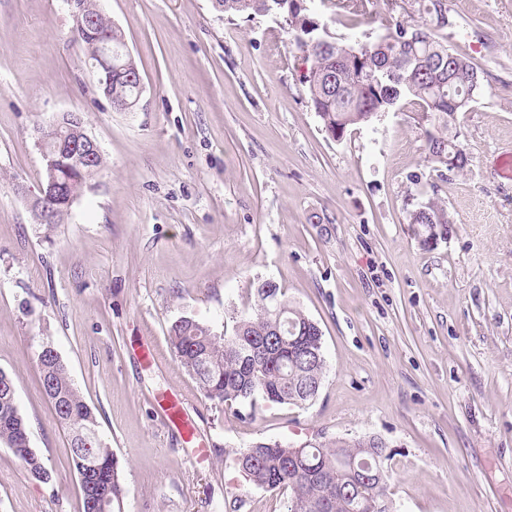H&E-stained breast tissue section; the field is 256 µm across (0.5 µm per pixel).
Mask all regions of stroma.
I'll list each match as a JSON object with an SVG mask.
<instances>
[{"label":"stroma","mask_w":512,"mask_h":512,"mask_svg":"<svg viewBox=\"0 0 512 512\" xmlns=\"http://www.w3.org/2000/svg\"><path fill=\"white\" fill-rule=\"evenodd\" d=\"M100 5L142 78L132 112L100 92L65 0H0V369L51 474L0 446V512H82L42 343L120 462L123 512H287L288 493L251 485L237 452L369 435L390 456L392 512H512V0H448L462 30L448 46L481 75L456 119L470 156L458 174L427 164L413 103L330 138L283 18L211 0ZM311 7L339 38L385 21L381 0L357 25L338 0ZM67 112L104 164L48 229L30 207L37 130ZM431 192L453 226L427 248L410 212ZM264 281L318 323L327 366L312 402L245 419L204 398L167 330L184 315L232 326ZM172 392L209 459L163 418ZM260 0H212L213 8L227 15H259Z\"/></svg>","instance_id":"1"}]
</instances>
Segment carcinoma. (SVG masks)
<instances>
[{
	"mask_svg": "<svg viewBox=\"0 0 512 512\" xmlns=\"http://www.w3.org/2000/svg\"><path fill=\"white\" fill-rule=\"evenodd\" d=\"M213 8L227 15H256L260 0H212ZM387 24L381 32L351 43L336 41L325 23L307 7V0H288V30L298 51L309 62L303 75L311 106L325 132L334 140L348 127L371 122L381 112H391L402 102H419L417 124L426 138L427 162L450 173L469 165V156L450 129L456 114L469 108L480 87L478 67L448 48L447 0H386ZM317 30L327 43L313 47L298 34ZM128 74L138 73L124 37L112 26V57ZM115 98L132 103L139 94L137 82H112ZM48 144L57 147L56 182L46 204L67 209L82 195L94 173L80 174L60 144L69 136L49 126ZM417 235L429 224H450L448 212L433 198L417 204L410 213ZM267 283L256 288L253 312L235 321L230 332L216 333L198 320L184 316L168 329L172 354L197 383L205 398L219 404L237 403L255 408L258 401L302 406L311 402L323 383L326 359L322 335L314 332L312 319L291 306L275 289L280 307L267 302ZM281 321L284 339H272V320ZM257 348L251 357V348ZM37 365L44 394L56 418L70 437L74 470L80 478L83 512H121L124 488L119 462L101 439L94 410L85 402L60 356L40 348ZM16 387L9 373L0 369V445L36 479L49 473L30 445V429L19 410ZM238 467L250 484L266 490L290 491L287 512H367L375 499L391 512L388 489L392 474L386 448L375 439L358 437L334 443L308 444L300 450L277 441L258 442L239 453ZM364 464L380 471L374 484L360 483L351 467Z\"/></svg>",
	"mask_w": 512,
	"mask_h": 512,
	"instance_id": "obj_1",
	"label": "carcinoma"
}]
</instances>
